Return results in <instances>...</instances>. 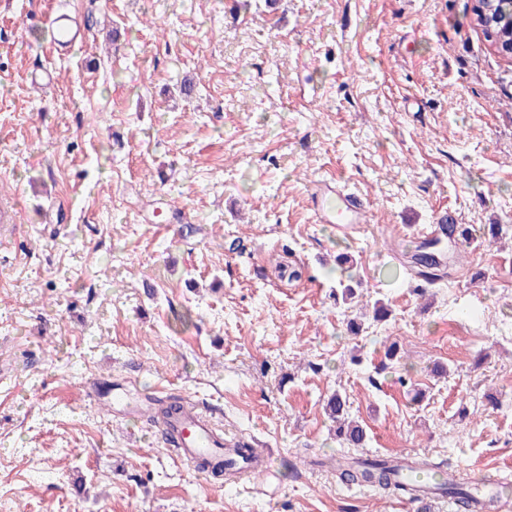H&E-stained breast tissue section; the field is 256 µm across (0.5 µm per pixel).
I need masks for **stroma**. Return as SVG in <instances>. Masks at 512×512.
<instances>
[{
  "mask_svg": "<svg viewBox=\"0 0 512 512\" xmlns=\"http://www.w3.org/2000/svg\"><path fill=\"white\" fill-rule=\"evenodd\" d=\"M471 6L0 0V512H417L337 481L362 455L512 493V59ZM331 177L371 223L313 222ZM437 211L473 238L426 288L411 233ZM155 395L273 451L276 480L174 462L119 415ZM53 41L59 48L70 47L77 39L72 21L66 14H58L51 20ZM326 409L336 423V437L350 446L363 447L366 442V431L358 422L349 419L346 398L336 392L327 400Z\"/></svg>",
  "mask_w": 512,
  "mask_h": 512,
  "instance_id": "1",
  "label": "stroma"
}]
</instances>
